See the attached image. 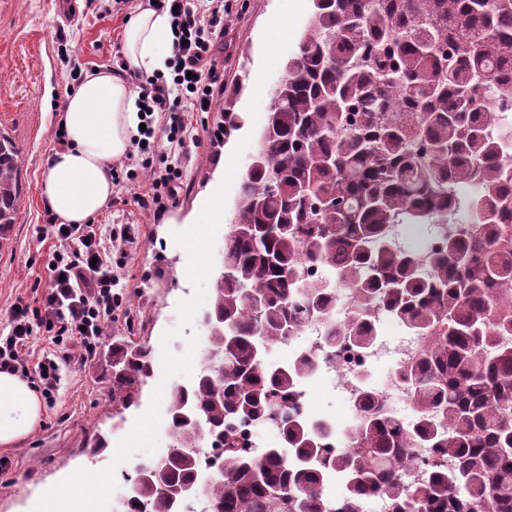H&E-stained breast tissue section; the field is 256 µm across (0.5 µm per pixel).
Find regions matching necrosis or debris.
<instances>
[{"instance_id":"obj_1","label":"necrosis or debris","mask_w":512,"mask_h":512,"mask_svg":"<svg viewBox=\"0 0 512 512\" xmlns=\"http://www.w3.org/2000/svg\"><path fill=\"white\" fill-rule=\"evenodd\" d=\"M372 322L379 337L369 350L363 352L345 349L340 344L332 343L325 325L320 322L309 324L303 334V348L314 353L316 370L298 386L296 401L300 415L319 424L325 447H344L343 433L346 424L333 415L313 409L312 400L317 384L323 380L328 381L334 396L346 406L350 414L354 415L358 412V401L364 391V370L381 360L390 361L392 366H399L420 350L418 337L410 333L404 332L391 338L384 336V329L393 324L392 318L386 313L374 312Z\"/></svg>"}]
</instances>
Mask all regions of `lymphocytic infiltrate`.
Wrapping results in <instances>:
<instances>
[{
  "mask_svg": "<svg viewBox=\"0 0 512 512\" xmlns=\"http://www.w3.org/2000/svg\"><path fill=\"white\" fill-rule=\"evenodd\" d=\"M157 9L169 13L176 31L167 73L144 75L118 66L114 73L135 87L146 125L134 149L126 155L124 175L112 177V200L160 215L173 206L183 183L180 168L160 166L158 158L186 153L198 137L184 123L183 109L210 111L224 74L215 63V50L224 35L227 0H157ZM150 173V186L142 192L128 188L137 171ZM40 232L59 241L51 254L47 284L34 302H20L9 315V332L0 336V369L35 375L45 395L61 385L62 366L72 358L92 359L100 345L103 326L126 313V295L119 289L121 276L112 254L127 257L139 246L134 224H97L61 227L47 217ZM78 348V355L41 358L29 364L26 354L40 339Z\"/></svg>",
  "mask_w": 512,
  "mask_h": 512,
  "instance_id": "lymphocytic-infiltrate-1",
  "label": "lymphocytic infiltrate"
}]
</instances>
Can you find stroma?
I'll return each mask as SVG.
<instances>
[{"instance_id":"35a3bbf8","label":"stroma","mask_w":512,"mask_h":512,"mask_svg":"<svg viewBox=\"0 0 512 512\" xmlns=\"http://www.w3.org/2000/svg\"><path fill=\"white\" fill-rule=\"evenodd\" d=\"M141 0L112 16H101L99 0H72L74 18L63 19L58 0H0V130L8 132L21 155V195L9 238L0 244V329L17 298L33 300L47 282L53 239L41 238L46 165L55 153L54 131L69 96L73 68L83 73L116 65L127 21ZM224 18V51L216 59L224 87L208 112H188L200 148L177 164L186 173L178 202L163 216L122 205L94 216L97 224H135L141 247L124 261L128 321L106 323L104 343L116 336L147 341L161 356V337L179 325L177 304L193 294L186 274L187 253L172 232L198 217L202 201L220 183L229 156L248 133H260L268 116L270 92L283 75L310 24L312 0H230ZM236 112L241 126L225 142L215 133L223 109ZM107 365L96 357L73 363L62 388L43 400L42 417L14 446L0 447L10 459L8 480L0 481V512H32L40 496L79 468L107 467L119 440L131 431L139 410L148 409L153 389L145 387L139 409L112 415V393L104 379Z\"/></svg>"}]
</instances>
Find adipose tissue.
<instances>
[{
    "instance_id": "obj_1",
    "label": "adipose tissue",
    "mask_w": 512,
    "mask_h": 512,
    "mask_svg": "<svg viewBox=\"0 0 512 512\" xmlns=\"http://www.w3.org/2000/svg\"><path fill=\"white\" fill-rule=\"evenodd\" d=\"M173 34L168 13L140 5L123 35L124 65L150 74L164 70ZM139 100L131 85L100 68L66 100L65 144L49 159L41 192L60 223L82 224L112 198V161L138 138ZM42 413L39 396L17 374L0 372V446L25 437Z\"/></svg>"
}]
</instances>
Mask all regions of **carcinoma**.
Returning <instances> with one entry per match:
<instances>
[{"label":"carcinoma","mask_w":512,"mask_h":512,"mask_svg":"<svg viewBox=\"0 0 512 512\" xmlns=\"http://www.w3.org/2000/svg\"><path fill=\"white\" fill-rule=\"evenodd\" d=\"M512 89V0H313L309 29L272 89L255 164L240 184L211 305L201 370L168 393L161 483L143 482L124 512H340L375 493L391 512H512V151L491 133L501 109L488 83ZM20 154L0 131V241L13 224ZM392 224L433 229L397 249ZM316 263L320 280L305 278ZM353 316L333 335L356 350L377 339L375 308L421 339L395 375L418 415L389 414L371 385L332 450L281 401L315 371L264 356L313 321H332L336 288ZM112 408L136 407L154 376L152 348L112 337ZM274 421L283 446L257 458L236 431ZM221 440L223 476L199 482V449ZM435 460L423 476L406 472Z\"/></svg>","instance_id":"1"}]
</instances>
